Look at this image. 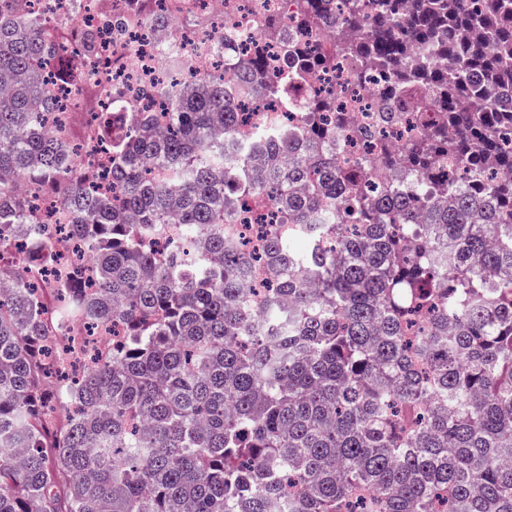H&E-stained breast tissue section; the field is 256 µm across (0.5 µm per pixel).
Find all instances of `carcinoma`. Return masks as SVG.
I'll return each instance as SVG.
<instances>
[{
	"label": "carcinoma",
	"instance_id": "carcinoma-1",
	"mask_svg": "<svg viewBox=\"0 0 512 512\" xmlns=\"http://www.w3.org/2000/svg\"><path fill=\"white\" fill-rule=\"evenodd\" d=\"M330 7L302 0L301 24ZM350 25L336 54L388 70L387 97L420 113L396 166L424 180L371 195L336 167L327 95L297 136L238 138L246 103L284 93L249 58L233 87L171 86L164 132L116 104L136 119L110 146L117 211L48 123L43 66L65 65L26 0H0V237L40 225L15 180L42 186L94 260L63 318L122 330L70 383L31 284L0 287V512H512V177L414 200L443 159L512 171V0H380L362 39ZM247 194L299 233L255 258L225 242ZM167 234L172 255L149 242ZM261 262L288 272L264 304L245 289Z\"/></svg>",
	"mask_w": 512,
	"mask_h": 512
}]
</instances>
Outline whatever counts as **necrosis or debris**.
<instances>
[{"label":"necrosis or debris","mask_w":512,"mask_h":512,"mask_svg":"<svg viewBox=\"0 0 512 512\" xmlns=\"http://www.w3.org/2000/svg\"><path fill=\"white\" fill-rule=\"evenodd\" d=\"M27 5L45 24L70 33L69 39L53 42L56 57L71 69L69 79L54 88L61 104L60 133L77 153L79 175L101 192L112 190L106 174L111 142L130 138L133 130L124 114L113 112V92L155 110L161 104L157 91L172 74V60L181 63V84L219 69L229 83L239 60L251 54L277 62V71L263 73L262 78L283 83L286 94L245 113V130L263 126L298 131L306 104L329 95L354 121L352 128L336 135L337 166L361 169L382 190L409 180L408 174L390 165L384 151L406 146L416 137L417 113L403 112L393 124L378 125L386 103L387 72L372 66L357 73L346 60L324 58L334 21H355L373 13L377 0H336L332 19L307 37L297 22L298 0H151L146 9L140 0H27ZM271 16L282 20L289 39L307 38L319 58L306 78H297L282 42L265 39L264 25ZM88 33L96 40L90 51L83 44ZM29 197L44 223L57 227L50 259H39L29 237L20 236L0 251V268L21 274L35 286L54 345L71 364L79 367L89 358L106 357L111 331L91 335L82 324L61 322L58 315L63 284L73 278L89 279L92 264L79 255L76 239L61 231L64 211L55 199L35 185L30 186ZM229 210L232 220L224 227V238L244 252H258L262 239L277 230L270 221L275 207L267 199L237 197Z\"/></svg>","instance_id":"necrosis-or-debris-1"}]
</instances>
